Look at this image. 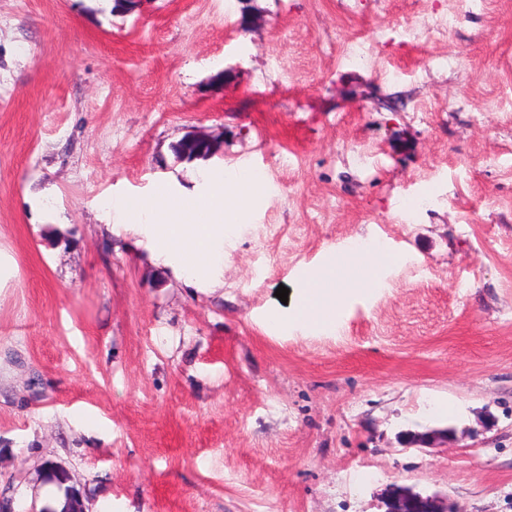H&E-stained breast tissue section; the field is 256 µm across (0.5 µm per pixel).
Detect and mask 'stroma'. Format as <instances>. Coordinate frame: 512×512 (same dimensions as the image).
Masks as SVG:
<instances>
[{"label":"stroma","mask_w":512,"mask_h":512,"mask_svg":"<svg viewBox=\"0 0 512 512\" xmlns=\"http://www.w3.org/2000/svg\"><path fill=\"white\" fill-rule=\"evenodd\" d=\"M421 9L0 0V498L41 512L51 460L91 512H384L395 485L512 512V0H461L440 45L403 40ZM228 166L272 182L215 292L109 231L112 199ZM357 240L373 290L339 267L332 327L273 326Z\"/></svg>","instance_id":"1"}]
</instances>
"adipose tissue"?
Masks as SVG:
<instances>
[{
	"mask_svg": "<svg viewBox=\"0 0 512 512\" xmlns=\"http://www.w3.org/2000/svg\"><path fill=\"white\" fill-rule=\"evenodd\" d=\"M249 190L244 182L216 181L207 198L198 203L194 216L165 199L118 202L113 206L115 225L145 234L157 263L171 267L187 286L206 292L214 285V271L224 264V239L238 213L236 204ZM335 278L336 264L332 261L308 275L292 311L274 315V322L309 328L329 326L346 297L344 286Z\"/></svg>",
	"mask_w": 512,
	"mask_h": 512,
	"instance_id": "obj_1",
	"label": "adipose tissue"
}]
</instances>
